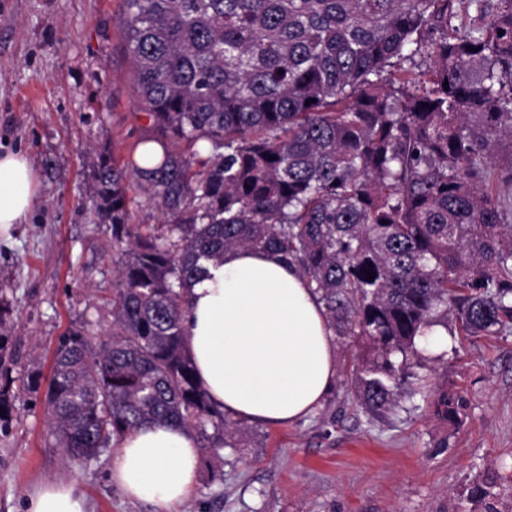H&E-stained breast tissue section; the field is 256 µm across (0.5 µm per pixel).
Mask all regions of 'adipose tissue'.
Listing matches in <instances>:
<instances>
[{
    "label": "adipose tissue",
    "mask_w": 512,
    "mask_h": 512,
    "mask_svg": "<svg viewBox=\"0 0 512 512\" xmlns=\"http://www.w3.org/2000/svg\"><path fill=\"white\" fill-rule=\"evenodd\" d=\"M37 178L20 154L0 155V234L24 223ZM187 350L213 405L250 423L308 415L336 380V347L322 304L294 266L270 251L237 248L207 264L188 289ZM200 448L175 424H153L119 441L111 479L133 500L172 512L191 495ZM26 512H88L74 484L48 480Z\"/></svg>",
    "instance_id": "obj_1"
}]
</instances>
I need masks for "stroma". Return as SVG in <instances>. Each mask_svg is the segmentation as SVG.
I'll return each instance as SVG.
<instances>
[{"instance_id": "1", "label": "stroma", "mask_w": 512, "mask_h": 512, "mask_svg": "<svg viewBox=\"0 0 512 512\" xmlns=\"http://www.w3.org/2000/svg\"><path fill=\"white\" fill-rule=\"evenodd\" d=\"M157 131L138 103L120 0H0V154L25 155L38 193L0 237V512H24L64 479L89 512H154L112 485L110 450L65 459L47 423L55 350L72 329L107 334L111 232L93 207L90 153L126 160ZM353 339L336 382L293 424L241 423L220 476L201 461L181 512H512V333L445 338L427 355L424 397L372 415L357 404ZM461 396L458 420L437 412Z\"/></svg>"}]
</instances>
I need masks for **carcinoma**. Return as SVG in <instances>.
I'll list each match as a JSON object with an SVG mask.
<instances>
[{"label":"carcinoma","mask_w":512,"mask_h":512,"mask_svg":"<svg viewBox=\"0 0 512 512\" xmlns=\"http://www.w3.org/2000/svg\"><path fill=\"white\" fill-rule=\"evenodd\" d=\"M161 160H92L122 256L112 331L55 351L47 417L66 457L173 422L221 460L235 423L187 353L188 283L235 247L294 264L356 341L368 413L418 393L426 329L512 326V0L452 25L453 0H121ZM185 144L184 151L174 149ZM134 178L165 224L131 223ZM375 272L368 280L366 272ZM463 400L444 396L450 419Z\"/></svg>","instance_id":"cac0c4a2"}]
</instances>
